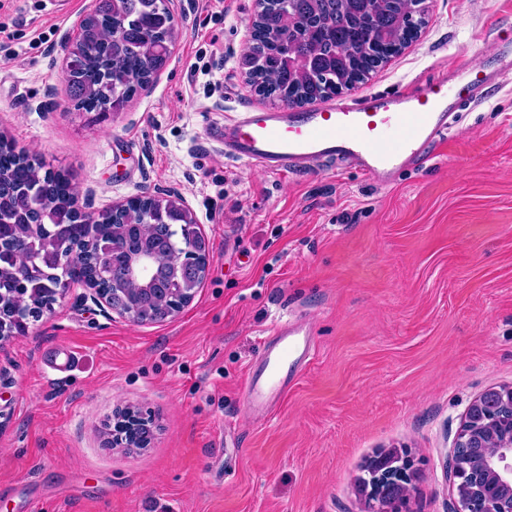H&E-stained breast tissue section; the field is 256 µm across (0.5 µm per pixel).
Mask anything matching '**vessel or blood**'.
Segmentation results:
<instances>
[{"mask_svg": "<svg viewBox=\"0 0 512 512\" xmlns=\"http://www.w3.org/2000/svg\"><path fill=\"white\" fill-rule=\"evenodd\" d=\"M457 77L461 89L454 93L446 78L438 77L392 95L369 93L306 112L249 106L210 127L207 137L225 156L271 174L340 165L388 186L400 171L422 165L447 139L453 113L512 82V48L500 49L496 68L485 72L466 63ZM314 353L311 329L294 323L273 326L245 375L252 408L264 410L281 400L291 383L282 368L298 371Z\"/></svg>", "mask_w": 512, "mask_h": 512, "instance_id": "1", "label": "vessel or blood"}]
</instances>
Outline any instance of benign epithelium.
I'll list each match as a JSON object with an SVG mask.
<instances>
[{
  "label": "benign epithelium",
  "mask_w": 512,
  "mask_h": 512,
  "mask_svg": "<svg viewBox=\"0 0 512 512\" xmlns=\"http://www.w3.org/2000/svg\"><path fill=\"white\" fill-rule=\"evenodd\" d=\"M147 241L118 268L112 269V284H127L125 294L108 295L92 289L91 300L136 322L146 321L136 298L157 292L153 288L156 256L165 243L160 234L145 233ZM208 243L204 237L191 240L177 254V266L192 277L195 262L203 265L206 276ZM153 419L139 411H122L114 416L112 444L125 447L146 446L151 441ZM447 470L453 476L454 512H512V386L490 387L477 395L468 406L447 457ZM360 479L368 512H399L397 505L411 496L414 479L413 461L394 449L373 455Z\"/></svg>",
  "instance_id": "1"
}]
</instances>
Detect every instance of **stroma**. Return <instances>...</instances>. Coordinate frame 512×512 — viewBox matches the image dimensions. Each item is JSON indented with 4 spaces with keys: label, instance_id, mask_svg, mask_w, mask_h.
Returning <instances> with one entry per match:
<instances>
[{
    "label": "stroma",
    "instance_id": "1",
    "mask_svg": "<svg viewBox=\"0 0 512 512\" xmlns=\"http://www.w3.org/2000/svg\"><path fill=\"white\" fill-rule=\"evenodd\" d=\"M62 19L0 0V135L65 173L87 211L178 195L209 244L191 301L135 323L82 285L0 341V512H366L365 459L409 451L407 512H452L445 470L469 403L512 385V82L459 113L437 155L378 188L350 169L273 175L225 158L208 127L263 104L239 66L256 0H169L178 39L122 112L66 92ZM417 36L341 100L492 69L512 0H425ZM316 352L271 412L248 366L279 322ZM77 356L68 377L49 359ZM150 410L142 449L110 446L120 408Z\"/></svg>",
    "mask_w": 512,
    "mask_h": 512
}]
</instances>
